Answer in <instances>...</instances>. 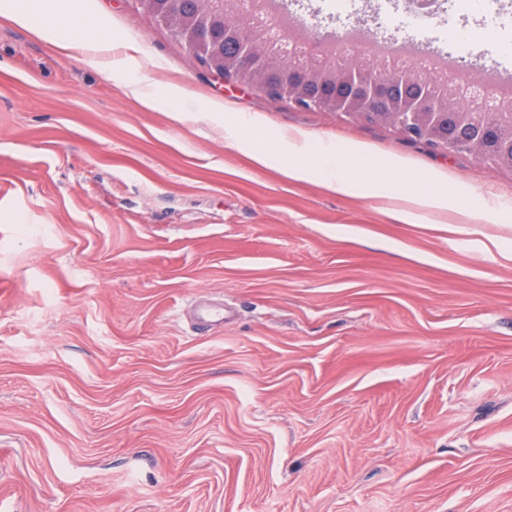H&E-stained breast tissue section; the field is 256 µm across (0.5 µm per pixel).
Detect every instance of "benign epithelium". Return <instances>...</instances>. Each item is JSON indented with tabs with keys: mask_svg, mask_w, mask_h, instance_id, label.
<instances>
[{
	"mask_svg": "<svg viewBox=\"0 0 512 512\" xmlns=\"http://www.w3.org/2000/svg\"><path fill=\"white\" fill-rule=\"evenodd\" d=\"M134 2L158 17L184 44L191 60L209 59L211 72L221 78L239 82V72L262 71L270 60L286 57L290 64L288 75L279 83L265 86L264 91L285 95L301 107L333 109L356 120L380 119L394 125L407 141H422L430 131L449 122L459 132L481 127L505 130L507 135L498 140L512 145V96L491 83L458 81L451 77L441 83L424 65L403 68L393 58L357 48L336 52L331 43L321 40L315 32L309 35L308 43L293 45L276 15L256 12L247 0H239V8L233 12L224 10V0H200L203 7L191 20L179 13L177 0H169L168 8L163 11L155 8L154 0ZM229 18L239 32L234 66L225 62L219 48L203 35L204 28L211 23H224ZM378 66L403 71L404 80L412 87L411 94L404 96L397 107L379 113L374 105L387 99L389 92L386 84L373 77ZM330 70L340 71L341 80L359 88L360 95L350 100H326L311 93L310 86L321 83L323 73ZM433 149L448 153L469 150L484 162L512 164V155L462 136L436 142Z\"/></svg>",
	"mask_w": 512,
	"mask_h": 512,
	"instance_id": "obj_1",
	"label": "benign epithelium"
}]
</instances>
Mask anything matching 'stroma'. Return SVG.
Here are the masks:
<instances>
[{
	"label": "stroma",
	"instance_id": "stroma-1",
	"mask_svg": "<svg viewBox=\"0 0 512 512\" xmlns=\"http://www.w3.org/2000/svg\"><path fill=\"white\" fill-rule=\"evenodd\" d=\"M371 41L512 55L387 20ZM124 76L203 104L182 124L0 17V512H512V223L260 167L205 108L364 147L512 203V169L304 109L191 61L128 0H83ZM304 30L343 23L289 0ZM221 304L223 323L193 312Z\"/></svg>",
	"mask_w": 512,
	"mask_h": 512
}]
</instances>
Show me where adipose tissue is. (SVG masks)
Returning <instances> with one entry per match:
<instances>
[{
  "label": "adipose tissue",
  "instance_id": "obj_1",
  "mask_svg": "<svg viewBox=\"0 0 512 512\" xmlns=\"http://www.w3.org/2000/svg\"><path fill=\"white\" fill-rule=\"evenodd\" d=\"M0 13L58 49L79 52L89 67L109 71L116 66L113 54L118 40L76 37V29L85 21L78 0H0ZM124 88L146 108L164 104L175 121H183L188 115L189 105L178 88L160 94L145 78L125 80ZM208 120L213 127L223 129L225 140L246 150L257 164L277 166L289 178L316 180L329 189L350 194L406 201L408 207L401 213L404 222L415 224L426 213L451 207L463 213L481 212L497 224L512 222L511 204L478 202L474 189L468 186L448 190L434 172L397 175L389 164L372 159L362 147L353 145L342 150L330 142L316 144L305 135L284 132L271 141L259 138L255 135L256 122L241 113L212 112Z\"/></svg>",
  "mask_w": 512,
  "mask_h": 512
}]
</instances>
